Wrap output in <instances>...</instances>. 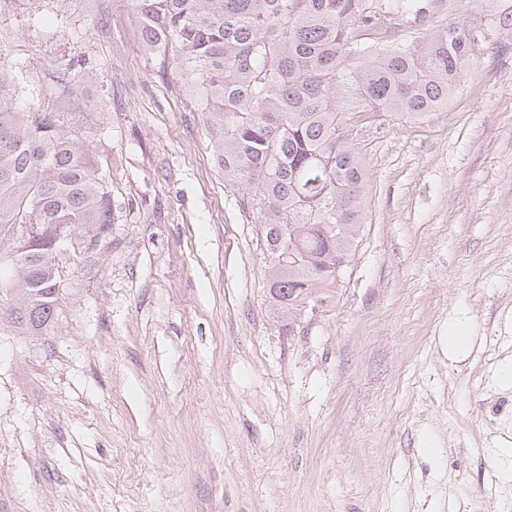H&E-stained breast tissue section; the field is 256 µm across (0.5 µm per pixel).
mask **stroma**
Here are the masks:
<instances>
[{
	"instance_id": "1",
	"label": "stroma",
	"mask_w": 512,
	"mask_h": 512,
	"mask_svg": "<svg viewBox=\"0 0 512 512\" xmlns=\"http://www.w3.org/2000/svg\"><path fill=\"white\" fill-rule=\"evenodd\" d=\"M421 5L403 29L475 27L478 63L360 131L357 246L286 314L178 49L133 0H0V84L67 116L112 198L64 245L46 332L0 293V512H512V0ZM470 323L459 318L448 325V351L452 354L467 353L471 345Z\"/></svg>"
}]
</instances>
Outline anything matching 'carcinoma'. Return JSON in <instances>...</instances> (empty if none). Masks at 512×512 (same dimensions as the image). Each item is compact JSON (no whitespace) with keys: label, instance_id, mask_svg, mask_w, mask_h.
<instances>
[{"label":"carcinoma","instance_id":"1","mask_svg":"<svg viewBox=\"0 0 512 512\" xmlns=\"http://www.w3.org/2000/svg\"><path fill=\"white\" fill-rule=\"evenodd\" d=\"M146 45L177 44L178 65L210 114L214 161L224 181L248 190L270 264L273 304L298 311L338 284L366 215L370 175L351 128L420 118L448 104L476 61L472 29L437 24L368 40L387 17L418 0H136ZM112 223L94 158L71 131L0 85V240L13 242L0 290L16 295L12 323L47 330L58 300L51 234L18 224ZM302 248L300 262L283 257Z\"/></svg>","mask_w":512,"mask_h":512}]
</instances>
